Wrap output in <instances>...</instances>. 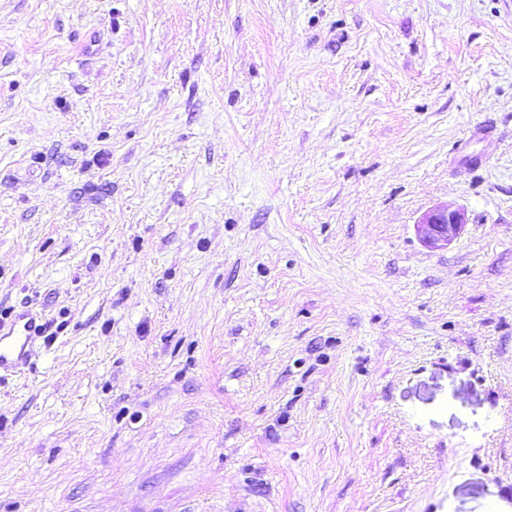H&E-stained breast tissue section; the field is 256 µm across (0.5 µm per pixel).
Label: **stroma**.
<instances>
[{"instance_id":"obj_1","label":"stroma","mask_w":512,"mask_h":512,"mask_svg":"<svg viewBox=\"0 0 512 512\" xmlns=\"http://www.w3.org/2000/svg\"><path fill=\"white\" fill-rule=\"evenodd\" d=\"M27 308L0 512H512V0H0ZM464 224L465 213L445 205L427 212L415 227L422 243L430 248H443L458 238Z\"/></svg>"}]
</instances>
